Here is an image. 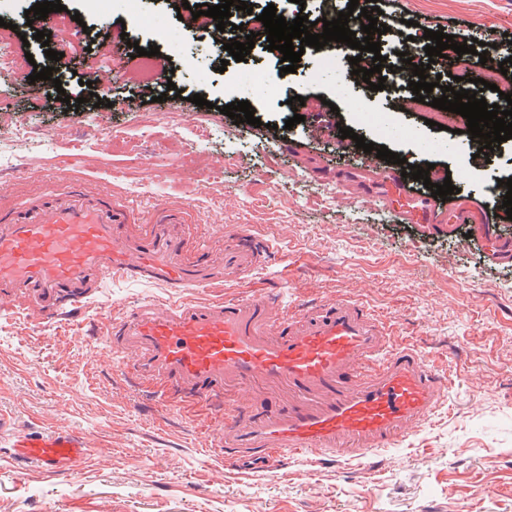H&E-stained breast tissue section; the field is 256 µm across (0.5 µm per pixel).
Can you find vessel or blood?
<instances>
[{
	"mask_svg": "<svg viewBox=\"0 0 512 512\" xmlns=\"http://www.w3.org/2000/svg\"><path fill=\"white\" fill-rule=\"evenodd\" d=\"M338 179L371 201L402 176L392 168ZM410 206L422 232L465 224L491 261L512 262V239L482 204L415 195ZM140 221L129 202L80 186L0 212V303L26 293L49 312L115 277L182 292L225 288L204 302L138 304L107 320L100 341L140 381L207 410L237 470L306 455L340 463L394 448L446 403L449 378L415 346L393 344V325L356 298L290 310L278 296L236 295L238 269L190 258L183 210L157 211L144 232L127 234ZM0 438L9 460L50 474L77 472L90 456L88 438L66 425L17 430L0 418Z\"/></svg>",
	"mask_w": 512,
	"mask_h": 512,
	"instance_id": "1",
	"label": "vessel or blood"
}]
</instances>
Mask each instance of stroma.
Returning <instances> with one entry per match:
<instances>
[{
    "instance_id": "stroma-1",
    "label": "stroma",
    "mask_w": 512,
    "mask_h": 512,
    "mask_svg": "<svg viewBox=\"0 0 512 512\" xmlns=\"http://www.w3.org/2000/svg\"><path fill=\"white\" fill-rule=\"evenodd\" d=\"M36 0H0V18L17 24L12 67L0 68V135L27 124L37 137L17 146L21 171L0 174V209L34 203L66 183L126 200L142 219L190 204L189 232L197 258L252 250L254 269L238 294L276 291L287 305L317 297L357 296L396 327L395 339L415 346L450 375L448 402L431 424L399 446L337 468L314 458L246 478L212 452L218 437L210 416L166 401L137 384L131 369L114 368L88 344L106 316L142 302L166 305L169 289L121 278L74 306L45 315L24 296L0 308V416L17 429L63 424L92 445L74 475L49 476L0 457V512H512V266L494 265L485 246L461 248L468 228L419 236L401 220L406 190L392 204L355 201L338 189L323 201L308 165L359 167L370 156L341 151L316 131L313 116L292 129L285 101L309 92L323 97L322 119L376 141L361 114L340 107L336 80L311 81L319 63L302 55L281 74L280 52L256 46L248 64L265 70L277 89L251 100L255 127L220 114L234 102L239 62H226L217 31L177 18L183 0H60L50 41L69 60L60 85H34V67L49 66L29 35L25 10ZM385 17L453 35L455 42L496 36L495 57L512 82V0H377ZM126 30L130 42L104 67L99 32ZM159 46L171 78H141L126 59L131 42ZM203 107L185 112L166 97L168 83ZM98 88L101 106L90 102ZM65 89L67 101L55 100ZM367 107L391 108L406 127L386 147L409 164L448 169L461 197L490 198L495 174L512 172V140L489 160L476 158L470 134L426 124L398 100L366 95ZM177 110L182 135L170 137L167 113ZM123 307H112L113 299Z\"/></svg>"
}]
</instances>
